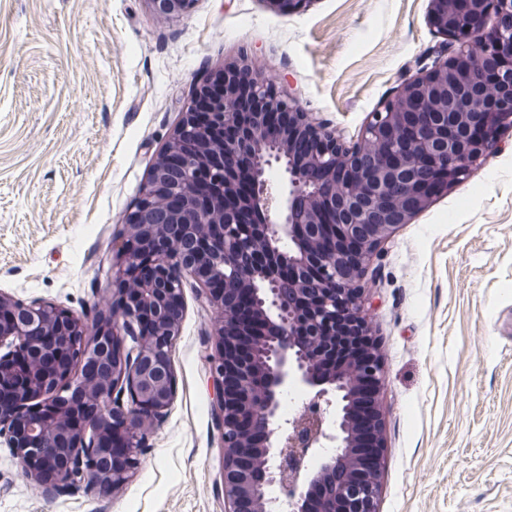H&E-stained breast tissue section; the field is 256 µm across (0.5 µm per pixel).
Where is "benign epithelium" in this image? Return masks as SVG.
<instances>
[{
  "instance_id": "obj_1",
  "label": "benign epithelium",
  "mask_w": 512,
  "mask_h": 512,
  "mask_svg": "<svg viewBox=\"0 0 512 512\" xmlns=\"http://www.w3.org/2000/svg\"><path fill=\"white\" fill-rule=\"evenodd\" d=\"M155 12L179 17L193 0H149ZM282 14L309 0H269ZM428 23L450 39L435 64L404 80L371 114L360 143L344 146L336 130L304 110L286 79L267 76L243 55L224 62L199 84L165 146L141 197L124 217L120 261L143 253L155 271L138 299L120 296L122 316L99 313L96 333L87 322L50 303L26 304L0 292V377L8 372L23 390L0 401V437L14 448L20 469L55 491L82 486L113 490L137 465L129 455L110 472L100 469L107 436L142 439L175 394L172 350L183 315L184 282L215 312L210 355L212 423L221 434L225 512H306L317 487L327 488L323 512H377L382 461L378 395L383 363L363 310L359 281L381 241L429 201L486 159L488 141L512 121V0H429ZM214 117L235 135L215 146ZM192 147L196 175L218 185L219 201L194 193L188 162L173 155ZM281 173L274 187L268 174ZM251 182L266 198L254 221L228 203ZM184 200L167 224L159 201ZM329 211L340 225L336 247L306 238ZM266 243L262 264L252 243ZM293 263L288 291L282 269ZM316 265L320 278L307 269ZM252 295L267 333L263 357L244 359L239 295ZM149 322L154 338H145ZM112 344V371L97 379L89 404L77 367L103 357ZM343 343L351 353L339 369L325 358ZM372 382V418L361 434L375 456L353 453L359 438L347 402ZM306 395L288 414L281 398Z\"/></svg>"
}]
</instances>
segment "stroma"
I'll list each match as a JSON object with an SVG mask.
<instances>
[{"label": "stroma", "instance_id": "obj_1", "mask_svg": "<svg viewBox=\"0 0 512 512\" xmlns=\"http://www.w3.org/2000/svg\"><path fill=\"white\" fill-rule=\"evenodd\" d=\"M428 0H0V291L110 312L114 240L196 83L258 58L346 145L434 58ZM360 285L384 363L378 512H512V126L399 225ZM215 314L184 291L175 396L111 494L49 497L0 438V512H224Z\"/></svg>", "mask_w": 512, "mask_h": 512}]
</instances>
